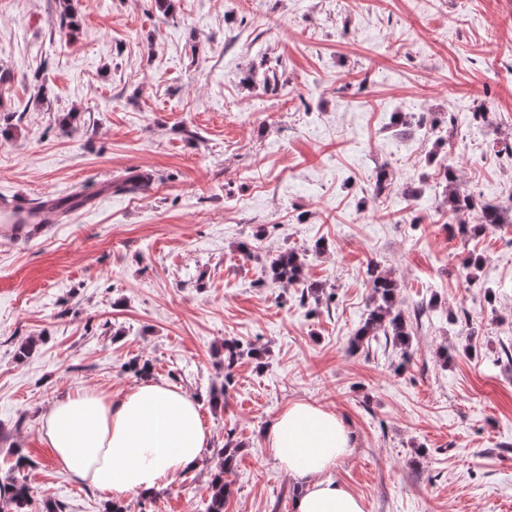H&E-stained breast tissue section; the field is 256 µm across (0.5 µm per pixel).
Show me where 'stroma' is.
<instances>
[{
  "label": "stroma",
  "mask_w": 512,
  "mask_h": 512,
  "mask_svg": "<svg viewBox=\"0 0 512 512\" xmlns=\"http://www.w3.org/2000/svg\"><path fill=\"white\" fill-rule=\"evenodd\" d=\"M71 5L0 0V225L89 199L29 239L0 232V483L24 473L30 512H104L106 493L59 472L40 419L67 394H120L147 359L152 381L197 400L211 441L127 512H201L228 443L224 512H293L264 433L297 401L354 433L331 476L364 512H512V224L461 235L439 175L454 166L477 200L512 203V0ZM397 113L444 124L408 131ZM132 170L146 190L104 192ZM286 249L303 283L270 279ZM372 266L397 282L408 345L350 347ZM228 341L259 358L225 369ZM87 203V200L85 198H81L80 196H71L67 198H54V199H47L42 201L39 204H36L34 208H32V211L34 212V218L29 221L25 222L27 224L22 223H16L19 220V217H23L26 212L29 210L30 207H25L19 210H16L14 213V224H18V230L13 236H21L26 232V229L32 227L33 229L37 227L39 224H43L44 221V215L47 212H55L59 216H66L71 211L84 206Z\"/></svg>",
  "instance_id": "1"
}]
</instances>
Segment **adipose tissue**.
Here are the masks:
<instances>
[{"label": "adipose tissue", "mask_w": 512, "mask_h": 512, "mask_svg": "<svg viewBox=\"0 0 512 512\" xmlns=\"http://www.w3.org/2000/svg\"><path fill=\"white\" fill-rule=\"evenodd\" d=\"M41 432L63 475L117 497L174 482L210 444L196 400L153 382L114 397L84 390L59 398L44 412ZM265 442L299 483L293 512H364L361 499L331 476L351 448L335 413L293 403L266 430Z\"/></svg>", "instance_id": "ef3b65f1"}]
</instances>
